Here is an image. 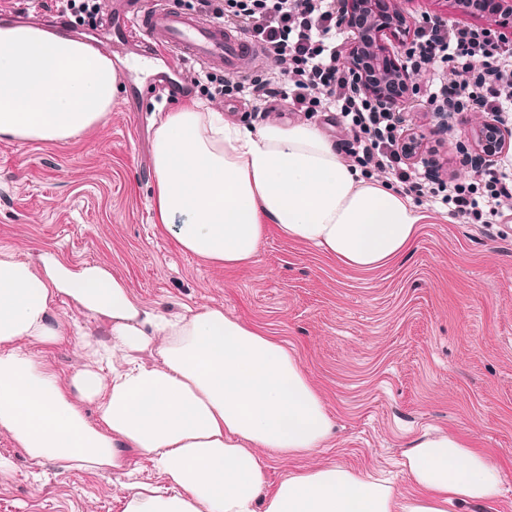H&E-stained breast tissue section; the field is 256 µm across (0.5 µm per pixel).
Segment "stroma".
<instances>
[{"label": "stroma", "mask_w": 512, "mask_h": 512, "mask_svg": "<svg viewBox=\"0 0 512 512\" xmlns=\"http://www.w3.org/2000/svg\"><path fill=\"white\" fill-rule=\"evenodd\" d=\"M400 7L417 20L487 24L460 13L452 0H400ZM148 66L136 55L122 60L110 112L72 138L0 136V247L23 260L51 250L70 263H100L145 306L169 314L219 306L282 340L322 393L334 430L312 454L267 461L269 481L339 464L376 472L408 495L402 462L410 444L426 434L462 433L501 466L502 492L456 512H512V217L464 224L447 208L420 201L425 220L411 250L371 272L274 231L254 263L214 266L179 245L185 216L163 224L152 208L162 113L196 102L251 129L270 121L287 127L303 117L283 106L254 112L242 99L163 93L126 111V87L146 85ZM435 78L433 68L423 70L403 116L423 137L418 160L438 159L443 175L468 184L478 153L467 136L473 114L456 112L441 124L427 113L418 96ZM51 317L66 329L65 340L20 347L61 377L90 364L86 344L109 341L105 324L66 303L56 302ZM0 456L10 462L0 470V512H124L127 484L160 481L136 453L125 472L106 476L53 460L37 465L2 430Z\"/></svg>", "instance_id": "obj_1"}]
</instances>
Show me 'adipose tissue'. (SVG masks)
I'll list each match as a JSON object with an SVG mask.
<instances>
[{
    "instance_id": "obj_1",
    "label": "adipose tissue",
    "mask_w": 512,
    "mask_h": 512,
    "mask_svg": "<svg viewBox=\"0 0 512 512\" xmlns=\"http://www.w3.org/2000/svg\"><path fill=\"white\" fill-rule=\"evenodd\" d=\"M117 82L111 60L81 40L0 25V135L69 139L111 110ZM154 167L160 221L189 214L180 245L227 268L254 262L274 229L373 271L410 250L423 219L306 123L252 130L188 106L164 114ZM61 298L108 325L110 383L91 369L61 378L17 349L64 338L49 316ZM86 400L97 402V421L85 418ZM0 429L37 464L59 459L107 474L123 470L129 452L147 456L164 482L130 485L124 512H451L500 493L499 466L457 434L426 435L406 451L407 497L335 464L268 482L263 453L306 455L331 436L325 400L299 358L218 307L153 312L108 267L51 251L32 262L0 248Z\"/></svg>"
}]
</instances>
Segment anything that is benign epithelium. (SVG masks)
Returning a JSON list of instances; mask_svg holds the SVG:
<instances>
[{"label": "benign epithelium", "mask_w": 512, "mask_h": 512, "mask_svg": "<svg viewBox=\"0 0 512 512\" xmlns=\"http://www.w3.org/2000/svg\"><path fill=\"white\" fill-rule=\"evenodd\" d=\"M485 0H454L465 14L486 18L497 27L512 28V0H494L496 13L484 11ZM342 24L351 27V18L360 17L361 28L346 46L343 63L354 73L367 97L392 107H400L416 85L419 73L408 71L392 53L390 41L409 35L415 20L405 16L398 0H338ZM484 153L495 158L502 153L506 139L498 123L483 112L468 133Z\"/></svg>", "instance_id": "obj_1"}]
</instances>
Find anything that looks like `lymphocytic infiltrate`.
Wrapping results in <instances>:
<instances>
[{
	"instance_id": "obj_1",
	"label": "lymphocytic infiltrate",
	"mask_w": 512,
	"mask_h": 512,
	"mask_svg": "<svg viewBox=\"0 0 512 512\" xmlns=\"http://www.w3.org/2000/svg\"><path fill=\"white\" fill-rule=\"evenodd\" d=\"M194 7L244 35L279 65L275 72L238 76L204 72L193 84L205 96L245 95L259 105L280 99L289 111L309 117L333 113L343 132L339 151L365 176L390 173L404 194L439 198L453 217L468 224H490L512 212V184L504 176L511 157L488 162L473 186L441 180L434 168L420 175L406 166L404 126L387 105L361 94L339 61L336 0H195ZM405 56L415 68L449 66L457 73L456 81L441 83L427 98L438 117L480 108L500 123L512 121V41L493 27L427 17L414 29Z\"/></svg>"
}]
</instances>
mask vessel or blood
I'll use <instances>...</instances> for the list:
<instances>
[{
    "label": "vessel or blood",
    "instance_id": "1",
    "mask_svg": "<svg viewBox=\"0 0 512 512\" xmlns=\"http://www.w3.org/2000/svg\"><path fill=\"white\" fill-rule=\"evenodd\" d=\"M112 49L149 51L159 56L162 65L151 81L155 90L176 97L181 96L186 85L181 60L220 68L236 76L257 55L238 32L183 11L174 0H153L147 8L137 0H114Z\"/></svg>",
    "mask_w": 512,
    "mask_h": 512
}]
</instances>
